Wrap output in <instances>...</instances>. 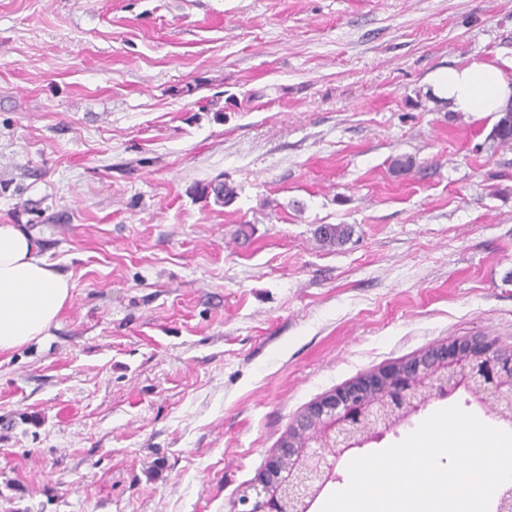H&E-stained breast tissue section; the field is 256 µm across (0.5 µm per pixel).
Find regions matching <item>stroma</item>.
<instances>
[{
    "mask_svg": "<svg viewBox=\"0 0 512 512\" xmlns=\"http://www.w3.org/2000/svg\"><path fill=\"white\" fill-rule=\"evenodd\" d=\"M474 61L512 0H0V224L73 284L0 361V512H231L323 395L512 349V146L429 100ZM455 404L492 420L460 390L353 455Z\"/></svg>",
    "mask_w": 512,
    "mask_h": 512,
    "instance_id": "stroma-1",
    "label": "stroma"
}]
</instances>
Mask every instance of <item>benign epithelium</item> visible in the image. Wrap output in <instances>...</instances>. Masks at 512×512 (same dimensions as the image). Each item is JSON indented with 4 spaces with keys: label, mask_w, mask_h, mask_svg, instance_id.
<instances>
[{
    "label": "benign epithelium",
    "mask_w": 512,
    "mask_h": 512,
    "mask_svg": "<svg viewBox=\"0 0 512 512\" xmlns=\"http://www.w3.org/2000/svg\"><path fill=\"white\" fill-rule=\"evenodd\" d=\"M493 351L485 338L457 339L324 395L294 419L264 472L233 502V512H285L280 490L287 485L298 491L300 508L295 512H310L319 494L336 480L337 460L427 405L431 397L422 390L434 366L453 379L439 396L462 388L484 408L486 396L492 395L511 407L499 418L512 423V355Z\"/></svg>",
    "instance_id": "1"
}]
</instances>
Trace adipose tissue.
<instances>
[{"mask_svg":"<svg viewBox=\"0 0 512 512\" xmlns=\"http://www.w3.org/2000/svg\"><path fill=\"white\" fill-rule=\"evenodd\" d=\"M432 96L450 111L498 115L512 107V78L481 61L435 72ZM67 274L47 262L34 234L21 224H0V354L44 336L70 303Z\"/></svg>","mask_w":512,"mask_h":512,"instance_id":"ef3b65f1","label":"adipose tissue"}]
</instances>
